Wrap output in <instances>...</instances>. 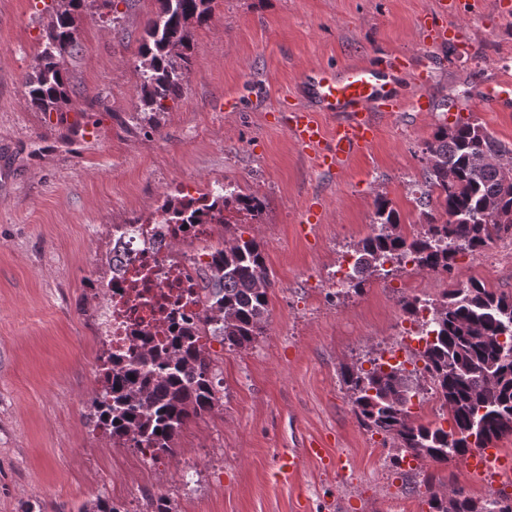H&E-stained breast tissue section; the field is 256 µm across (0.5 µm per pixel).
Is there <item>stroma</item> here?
<instances>
[{"mask_svg":"<svg viewBox=\"0 0 512 512\" xmlns=\"http://www.w3.org/2000/svg\"><path fill=\"white\" fill-rule=\"evenodd\" d=\"M462 7L441 43L427 32L439 0H214L184 94L152 129L136 88L156 0L86 13L63 61L73 109L57 119L23 100L42 0H0V512H78L99 497L119 512H151L160 497L171 512H429V490L454 485L477 500L512 497V435L495 443L509 467L493 483L459 460L394 464L392 440L359 424L340 377L387 357L407 291L435 298L444 283L409 267L358 294L329 286L370 234L377 196L404 232L421 231V150L436 125L469 116L512 143V103L482 96L512 81V0ZM402 53L420 62L393 79L402 111L375 113L373 143L343 169H321L289 132L291 113L312 107L307 74ZM186 180L263 201L239 230L261 242L274 286L265 334L245 350H210L214 409L184 427L175 454L152 459L85 423L104 351L90 326L104 296L90 283L109 272L113 225L150 215ZM453 279L512 295V237L457 263Z\"/></svg>","mask_w":512,"mask_h":512,"instance_id":"obj_1","label":"stroma"}]
</instances>
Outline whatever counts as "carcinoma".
<instances>
[{
	"label": "carcinoma",
	"instance_id": "1",
	"mask_svg": "<svg viewBox=\"0 0 512 512\" xmlns=\"http://www.w3.org/2000/svg\"><path fill=\"white\" fill-rule=\"evenodd\" d=\"M158 10L147 22L139 47L140 84L137 111L148 124L183 92L193 50L192 30L209 22L214 0H157ZM113 11L115 0H50L48 22L41 33L43 49L33 74L22 82L32 110L44 115L68 112L70 76L62 60L77 47L76 34L91 7ZM424 182L416 203L422 230L402 231L399 213L377 198L373 231L357 243L351 289L363 287L385 265L410 259L416 269L450 273L457 255L479 254L492 241L512 235V145L496 139L470 118L436 126L422 149ZM263 202L227 184L197 199L175 194L160 206L162 222L224 225L228 238L206 276L210 297L202 322L230 350L247 349L264 335L272 288L264 249L254 237H244L233 224L244 213L257 219ZM424 303L432 313L433 340L421 352L452 430L413 418L407 405L417 384L392 364L341 370L353 411L367 430L388 436L398 451L421 462L446 463L472 448H486L512 435V296L498 294L471 280L454 285L435 299L405 296L404 314ZM101 388L86 416L112 444L141 448L155 458L175 453V441L193 419L212 411L216 397V365L198 343L192 328L165 348L144 344L127 361L99 357ZM430 512H512V501H476L464 487L446 493L430 491Z\"/></svg>",
	"mask_w": 512,
	"mask_h": 512
}]
</instances>
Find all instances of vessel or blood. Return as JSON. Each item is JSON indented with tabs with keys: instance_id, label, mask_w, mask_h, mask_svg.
<instances>
[{
	"instance_id": "vessel-or-blood-1",
	"label": "vessel or blood",
	"mask_w": 512,
	"mask_h": 512,
	"mask_svg": "<svg viewBox=\"0 0 512 512\" xmlns=\"http://www.w3.org/2000/svg\"><path fill=\"white\" fill-rule=\"evenodd\" d=\"M410 65L407 55L378 63L368 62L341 71L322 70L309 79V92L322 112L347 113L346 121L337 125L334 136H327L313 113L303 110L294 113L290 134L305 148H320V167L328 172L342 167L357 150L367 146L375 132L372 119L376 112H395L402 105L395 95L391 81L400 70ZM331 147H324V140Z\"/></svg>"
}]
</instances>
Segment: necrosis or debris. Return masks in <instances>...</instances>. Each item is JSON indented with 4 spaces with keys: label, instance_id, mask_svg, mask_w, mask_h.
I'll list each match as a JSON object with an SVG mask.
<instances>
[{
    "label": "necrosis or debris",
    "instance_id": "obj_1",
    "mask_svg": "<svg viewBox=\"0 0 512 512\" xmlns=\"http://www.w3.org/2000/svg\"><path fill=\"white\" fill-rule=\"evenodd\" d=\"M218 230L215 224H164L156 214L113 228L112 274L95 286L107 296L96 332L114 358L127 359L143 330L161 342L192 326L201 344L212 345L199 316Z\"/></svg>",
    "mask_w": 512,
    "mask_h": 512
}]
</instances>
